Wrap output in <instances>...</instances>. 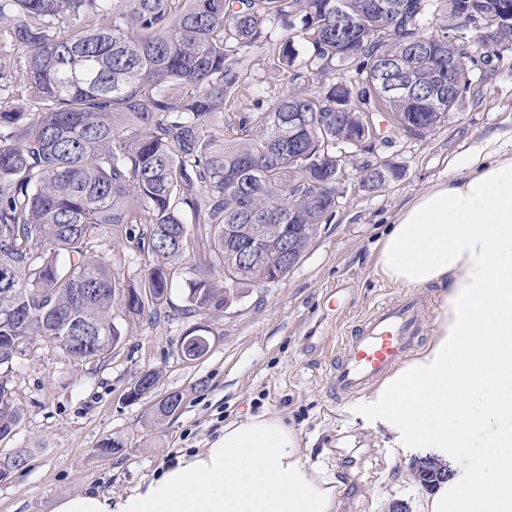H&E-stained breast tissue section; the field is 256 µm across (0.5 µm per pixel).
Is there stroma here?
Here are the masks:
<instances>
[{
    "label": "stroma",
    "mask_w": 512,
    "mask_h": 512,
    "mask_svg": "<svg viewBox=\"0 0 512 512\" xmlns=\"http://www.w3.org/2000/svg\"><path fill=\"white\" fill-rule=\"evenodd\" d=\"M477 95H466L447 122L426 138L394 136L373 152L350 146L349 179L358 163L396 166L399 179L377 190L351 188L328 224L288 276L253 287L222 316L186 317V281L206 244L169 265L170 302L151 320L115 302L123 339L102 361L76 362L35 339L18 355L11 377L23 412L19 427L0 440V458L15 449L30 455L0 481V512H52L60 497L88 489L119 496L158 474L192 448L205 447L224 424L248 415H281L299 434L311 465L342 485L335 512H387L396 501L417 508L425 490L415 477L422 448L385 447L358 416V399L332 400L325 366L351 327L403 287L378 274L373 248L417 194L448 179L453 161L480 142L512 130V51L481 71ZM286 84L272 56L254 53L233 109L251 112ZM112 247L122 255L117 277L139 281L153 259L113 227ZM207 327L210 350L189 360L179 350L192 328ZM147 370L159 372L154 391L132 401L127 393ZM179 393L170 415L161 401ZM117 453L98 454L104 439Z\"/></svg>",
    "instance_id": "obj_1"
}]
</instances>
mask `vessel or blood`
<instances>
[{
  "mask_svg": "<svg viewBox=\"0 0 512 512\" xmlns=\"http://www.w3.org/2000/svg\"><path fill=\"white\" fill-rule=\"evenodd\" d=\"M426 303L407 294L377 304L352 329L337 361L331 362L327 382L337 400L356 397L405 362L420 339Z\"/></svg>",
  "mask_w": 512,
  "mask_h": 512,
  "instance_id": "1",
  "label": "vessel or blood"
}]
</instances>
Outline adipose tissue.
<instances>
[{"instance_id":"obj_1","label":"adipose tissue","mask_w":512,"mask_h":512,"mask_svg":"<svg viewBox=\"0 0 512 512\" xmlns=\"http://www.w3.org/2000/svg\"><path fill=\"white\" fill-rule=\"evenodd\" d=\"M375 267L405 288L442 290L428 344L362 410L396 448L453 450L466 481L439 484L422 512H512V463L472 472L473 431L512 449V139L486 142L448 180L417 194L378 242ZM495 395L482 412L472 398ZM341 484L321 476L275 414L226 423L207 447L112 499L81 492L53 512H334Z\"/></svg>"}]
</instances>
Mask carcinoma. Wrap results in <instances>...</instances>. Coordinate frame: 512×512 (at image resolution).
<instances>
[{
  "label": "carcinoma",
  "instance_id": "cac0c4a2",
  "mask_svg": "<svg viewBox=\"0 0 512 512\" xmlns=\"http://www.w3.org/2000/svg\"><path fill=\"white\" fill-rule=\"evenodd\" d=\"M450 3L491 21L469 34L483 63L512 42V0H0L37 103L0 111V350L40 336L75 361L105 358L122 336L115 299L130 294L131 313L150 317L168 302L166 265L190 244L181 205L212 254L186 282V315L217 316L229 287L244 295L275 277L276 234L303 256L336 210L334 142L361 133L350 99L415 138L462 103L441 85ZM255 50L272 53L286 89L234 113L213 149L203 128L238 97ZM454 68L471 90V58ZM404 78L413 95L386 93L383 80ZM290 112L305 115L294 137ZM359 170L368 188L401 176L388 165L379 179L369 161ZM114 224L154 259L137 283L114 275ZM248 247L258 259L244 265ZM180 350L196 360L209 341L183 338ZM11 372L0 363V438L23 418Z\"/></svg>",
  "mask_w": 512,
  "mask_h": 512
}]
</instances>
